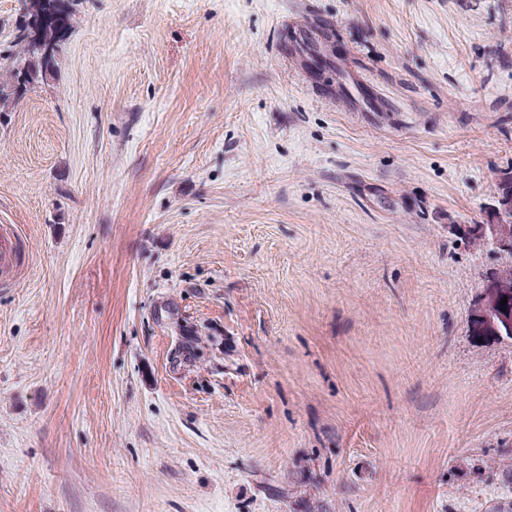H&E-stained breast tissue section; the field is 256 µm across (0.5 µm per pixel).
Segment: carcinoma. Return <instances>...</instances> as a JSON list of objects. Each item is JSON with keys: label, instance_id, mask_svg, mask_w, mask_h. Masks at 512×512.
<instances>
[{"label": "carcinoma", "instance_id": "cac0c4a2", "mask_svg": "<svg viewBox=\"0 0 512 512\" xmlns=\"http://www.w3.org/2000/svg\"><path fill=\"white\" fill-rule=\"evenodd\" d=\"M66 17L61 12L38 18L25 10L7 36V46L0 49V113L11 112L29 92L55 78L58 59L47 60L31 46L36 37L62 41Z\"/></svg>", "mask_w": 512, "mask_h": 512}]
</instances>
